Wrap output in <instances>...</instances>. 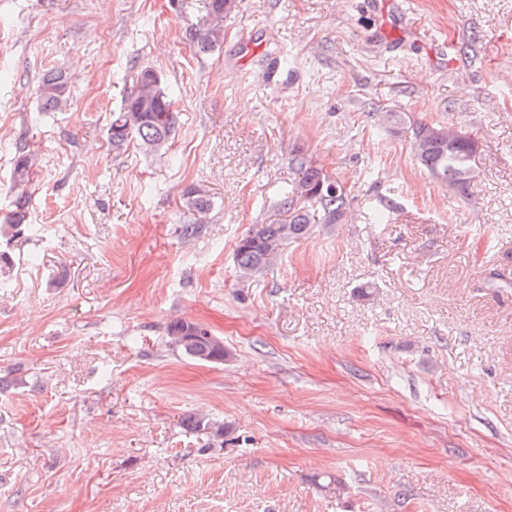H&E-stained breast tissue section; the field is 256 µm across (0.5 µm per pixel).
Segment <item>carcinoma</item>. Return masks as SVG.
I'll use <instances>...</instances> for the list:
<instances>
[{"mask_svg": "<svg viewBox=\"0 0 512 512\" xmlns=\"http://www.w3.org/2000/svg\"><path fill=\"white\" fill-rule=\"evenodd\" d=\"M238 0H202V17L189 30V36L201 52H210L224 42V17L234 13ZM146 66L137 62L131 66L132 82L119 107L112 113L107 136L112 146L122 149L134 146L145 154H164L168 149L178 124V112L173 99L164 90L162 82L146 84L140 76ZM41 107L46 112L60 109L69 96L66 77L61 70H51L42 78L38 89ZM389 127L398 132H408L416 146L415 157L419 165L437 182L455 189L461 195L468 194L475 180L474 157L476 142L465 132L448 140L446 136L432 134L442 129L437 122L419 121L409 124L404 114L387 112ZM299 181L313 192L310 201L317 205L322 223L334 224L344 215L347 193L344 187L306 155L295 152L288 157ZM36 160L18 143L11 175L10 192L12 213L6 223L0 224V237H16L25 233L24 219L29 205L27 188ZM188 202L198 212L208 210L210 195L203 186L187 192ZM294 187L281 196L280 208L288 213V219L275 224H263L261 228L242 236L236 243L234 262L245 276L256 277L275 266L288 244L308 238L313 232L311 216L305 206L298 204ZM213 331L206 325L177 319L166 327V336L184 356L203 362H224V349L207 341Z\"/></svg>", "mask_w": 512, "mask_h": 512, "instance_id": "1", "label": "carcinoma"}]
</instances>
